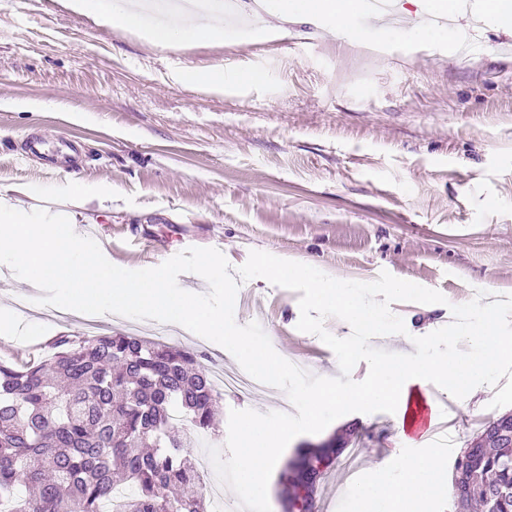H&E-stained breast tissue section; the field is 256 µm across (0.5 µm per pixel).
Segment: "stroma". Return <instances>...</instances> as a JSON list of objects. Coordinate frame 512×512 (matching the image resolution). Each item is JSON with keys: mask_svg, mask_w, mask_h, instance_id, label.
Wrapping results in <instances>:
<instances>
[{"mask_svg": "<svg viewBox=\"0 0 512 512\" xmlns=\"http://www.w3.org/2000/svg\"><path fill=\"white\" fill-rule=\"evenodd\" d=\"M333 37L322 20L288 30L224 25L217 45L156 47L58 0H0V192L31 184L65 209L73 191L111 188L76 217V234L127 269L154 268L191 247L215 248L232 268L251 251L297 259L326 280L377 293L387 337L375 359L436 353L448 304L494 288L512 300V34L479 24L470 58L410 31L365 44L368 31ZM220 67L224 85L197 82ZM34 101L38 110H24ZM43 142L28 166L14 163L30 136ZM414 285L411 294L392 285ZM251 305L235 320L265 323L274 350L309 374H340L333 351L299 331L298 292L262 278L243 282ZM42 292L0 274V310L27 307V334L0 338V359L37 361L58 336H83V316L60 317ZM437 325L427 337L428 325ZM169 342L196 351L209 371H240L222 346L183 327ZM440 411L428 449L454 466L486 423L512 412V358L488 393ZM293 412L279 388L223 393L219 423L189 454L205 497L235 494L208 450H225L230 410ZM357 436L356 468L337 460L320 489L334 512H355L358 483L393 476L414 455L395 415L352 412L290 448Z\"/></svg>", "mask_w": 512, "mask_h": 512, "instance_id": "35a3bbf8", "label": "stroma"}]
</instances>
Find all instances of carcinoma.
Masks as SVG:
<instances>
[{
  "mask_svg": "<svg viewBox=\"0 0 512 512\" xmlns=\"http://www.w3.org/2000/svg\"><path fill=\"white\" fill-rule=\"evenodd\" d=\"M51 354L0 359V504L7 512H207L181 424L215 427L221 393L190 351L137 336H58ZM284 463L288 512H317L315 461ZM457 512H512V440L480 430L455 464Z\"/></svg>",
  "mask_w": 512,
  "mask_h": 512,
  "instance_id": "obj_1",
  "label": "carcinoma"
}]
</instances>
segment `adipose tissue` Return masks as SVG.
<instances>
[{
  "mask_svg": "<svg viewBox=\"0 0 512 512\" xmlns=\"http://www.w3.org/2000/svg\"><path fill=\"white\" fill-rule=\"evenodd\" d=\"M364 0H284L278 14L282 23L317 15L333 31L352 29ZM66 7L95 21L121 30L136 31L150 43L168 46L190 42L219 43L224 36L221 21L196 14H176L164 25L156 24L150 12H112L106 0H65ZM283 270L289 277L308 282L314 300L335 316L338 324L356 334L379 337L382 313L375 297L329 281L313 278L308 266L291 260ZM448 351L426 358L409 357L398 362H378L365 354L369 377L359 387L339 394L318 389L303 399L301 412L308 418L343 404L391 403L399 408L401 436L414 428L417 411L431 406L429 380H436L449 399L462 403L488 389L499 362L512 355V331L499 318L495 294L448 305ZM399 479L362 484L355 490L359 512H429L434 496L447 488V472L436 456L399 461Z\"/></svg>",
  "mask_w": 512,
  "mask_h": 512,
  "instance_id": "obj_1",
  "label": "adipose tissue"
}]
</instances>
